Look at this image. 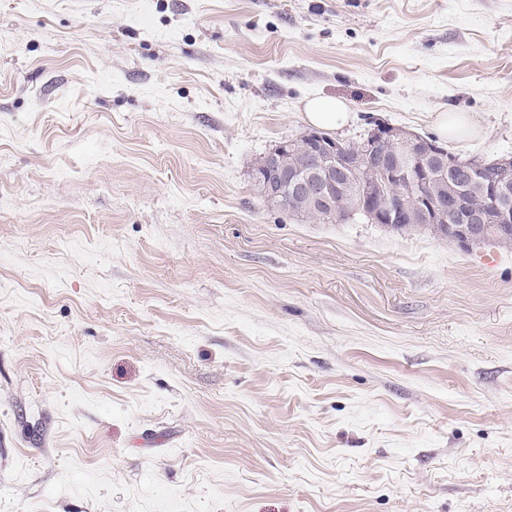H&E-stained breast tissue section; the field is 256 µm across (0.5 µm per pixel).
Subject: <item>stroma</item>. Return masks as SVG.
<instances>
[{
	"label": "stroma",
	"instance_id": "obj_1",
	"mask_svg": "<svg viewBox=\"0 0 512 512\" xmlns=\"http://www.w3.org/2000/svg\"><path fill=\"white\" fill-rule=\"evenodd\" d=\"M318 96L512 156V0H0V512H512V247L266 201ZM435 124L439 134L448 139L464 140L477 133L476 124L463 112L444 113Z\"/></svg>",
	"mask_w": 512,
	"mask_h": 512
}]
</instances>
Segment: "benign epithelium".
I'll list each match as a JSON object with an SVG mask.
<instances>
[{
  "instance_id": "obj_1",
  "label": "benign epithelium",
  "mask_w": 512,
  "mask_h": 512,
  "mask_svg": "<svg viewBox=\"0 0 512 512\" xmlns=\"http://www.w3.org/2000/svg\"><path fill=\"white\" fill-rule=\"evenodd\" d=\"M399 135L396 130L386 126L373 129L365 147L356 155L346 154L345 147L339 142L326 143L316 132H308L303 138L308 140L306 149L310 160L304 166L291 172L284 170L279 160V153L286 148L281 144L268 152L265 172L254 173V183L272 200H279L285 188L302 190L303 197L312 205L329 212L335 208L333 189H342V184L335 178L328 179L324 186L315 187L310 184V173L329 158L337 160L338 170L343 173L370 171L391 177L406 183L408 189L421 197L417 214L405 211L398 200L392 195H384L379 202L362 210L360 217L371 223L386 222L403 224L418 215L425 224H447L451 227V239L461 245H468L481 238L491 224H512V207L501 202L505 193L506 181L495 180L485 182L487 193L490 194L487 206L482 209L471 207L466 198L455 193L451 196L426 195L423 187L426 179L416 173L417 165H425L427 160L437 155L436 146L426 140H419L407 134L401 137V149L387 155L377 148V141Z\"/></svg>"
}]
</instances>
